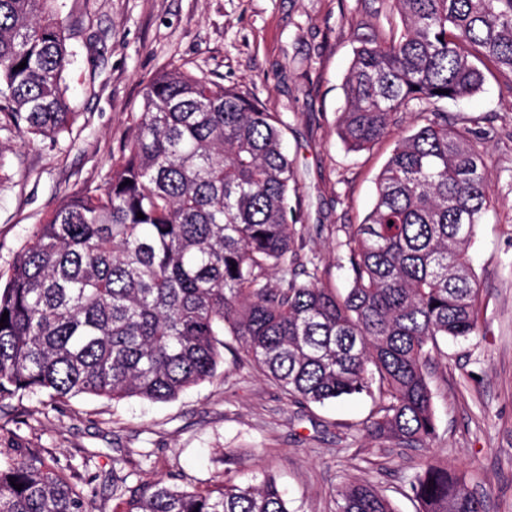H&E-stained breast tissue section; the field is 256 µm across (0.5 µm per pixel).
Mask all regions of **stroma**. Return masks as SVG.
Here are the masks:
<instances>
[{
    "label": "stroma",
    "mask_w": 512,
    "mask_h": 512,
    "mask_svg": "<svg viewBox=\"0 0 512 512\" xmlns=\"http://www.w3.org/2000/svg\"><path fill=\"white\" fill-rule=\"evenodd\" d=\"M81 18L65 76L75 121L58 140L24 141L0 131V276H8L33 229L71 193L103 184L128 134L145 82L181 65L219 76L258 98L288 124L285 143L303 221L301 254L315 255L326 284L349 286V236L376 198V180L395 142L423 120L409 103L389 134L360 152L337 133L343 86L361 33L387 35L399 23L381 0H64ZM449 123L481 118V142L495 205L468 254L482 296L469 340L443 344L431 382L438 436L430 450L372 438L362 424L371 398L300 405L249 364L233 337L212 381L177 399L149 403L76 397L51 405L44 394L0 403V427L20 445L60 464L94 459L105 475L115 449L154 453L142 479L178 474L180 486L224 479V455L238 480L272 476L291 512H334V494L352 470L370 479L395 512H420L410 490L426 452L467 470L487 512H512V93L486 77L476 94L443 100Z\"/></svg>",
    "instance_id": "35a3bbf8"
}]
</instances>
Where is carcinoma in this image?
I'll return each instance as SVG.
<instances>
[{
    "mask_svg": "<svg viewBox=\"0 0 512 512\" xmlns=\"http://www.w3.org/2000/svg\"><path fill=\"white\" fill-rule=\"evenodd\" d=\"M58 2L0 0V130L23 140L73 124L63 81L82 22ZM386 2L400 29L357 36L337 122L348 149L384 137L413 101L477 92L487 73L512 93V0ZM476 124L435 112L398 140L346 243L341 294L318 257L297 253L281 114L205 73H156L104 184L47 215L0 285V401H171L216 376L227 332L290 397L369 396L372 437L430 448L439 340H466L479 320L468 249L493 198ZM90 461L61 467L40 448H0V512H91L99 491L79 472ZM150 461L146 451L112 457V512H290L271 478L184 489L139 479ZM410 490L423 512H485L466 474L430 455ZM335 505L395 512L355 476Z\"/></svg>",
    "mask_w": 512,
    "mask_h": 512,
    "instance_id": "1",
    "label": "carcinoma"
}]
</instances>
